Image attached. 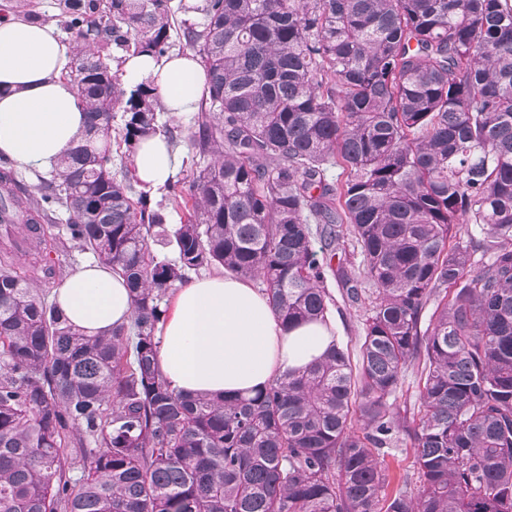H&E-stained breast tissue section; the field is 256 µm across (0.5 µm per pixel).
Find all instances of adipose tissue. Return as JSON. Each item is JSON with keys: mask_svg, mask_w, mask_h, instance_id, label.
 <instances>
[{"mask_svg": "<svg viewBox=\"0 0 512 512\" xmlns=\"http://www.w3.org/2000/svg\"><path fill=\"white\" fill-rule=\"evenodd\" d=\"M71 51L54 25L0 7L1 156L48 170L82 136L83 106L61 75ZM121 82L127 89L151 84L162 109L179 115L196 107L206 75L190 55L140 54L127 57ZM133 166L141 185L156 190L173 179L177 154L165 135H152L137 144ZM52 300L91 333L128 323L133 314L124 278L96 262L56 288ZM160 336L157 362L170 386L221 398L265 388L319 359L336 340V320L282 329L266 295L227 273L177 289Z\"/></svg>", "mask_w": 512, "mask_h": 512, "instance_id": "1", "label": "adipose tissue"}]
</instances>
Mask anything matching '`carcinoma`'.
I'll return each mask as SVG.
<instances>
[{"mask_svg": "<svg viewBox=\"0 0 512 512\" xmlns=\"http://www.w3.org/2000/svg\"><path fill=\"white\" fill-rule=\"evenodd\" d=\"M59 6L86 129L38 199L0 168V512H512V0H199L179 29L206 74L203 166L171 186L192 211L174 226L112 171L115 107L132 155L160 103L110 49L165 55L169 0ZM58 210L126 280L130 324L90 335L48 300ZM459 224L480 237L449 244ZM350 241L358 270L332 269ZM214 267L259 281L288 329L325 317L330 269L352 303L375 287L358 359L336 343L251 396L173 390L163 303ZM400 432L416 490L390 495ZM419 383L420 375L417 372L416 364L412 362L404 371L402 385L396 394L395 400L390 399V403H393L394 413L400 412L401 416L407 415L408 418H412L413 413H417L419 408ZM385 464L388 467L390 475V486L388 492H394L401 484V479L408 474L415 482L416 475H412L415 470L413 466L414 454L410 439L403 433L396 434L387 448H383Z\"/></svg>", "mask_w": 512, "mask_h": 512, "instance_id": "cac0c4a2", "label": "carcinoma"}]
</instances>
